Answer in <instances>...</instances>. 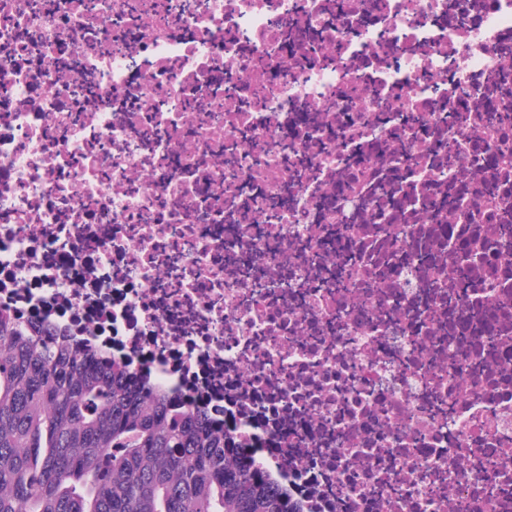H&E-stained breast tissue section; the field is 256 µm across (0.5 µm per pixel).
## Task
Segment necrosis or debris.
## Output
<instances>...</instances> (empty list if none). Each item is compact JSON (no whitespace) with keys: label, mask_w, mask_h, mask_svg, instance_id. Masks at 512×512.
<instances>
[{"label":"necrosis or debris","mask_w":512,"mask_h":512,"mask_svg":"<svg viewBox=\"0 0 512 512\" xmlns=\"http://www.w3.org/2000/svg\"><path fill=\"white\" fill-rule=\"evenodd\" d=\"M68 3L0 0V310L303 512H512V0Z\"/></svg>","instance_id":"necrosis-or-debris-1"}]
</instances>
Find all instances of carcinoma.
<instances>
[{
    "mask_svg": "<svg viewBox=\"0 0 512 512\" xmlns=\"http://www.w3.org/2000/svg\"><path fill=\"white\" fill-rule=\"evenodd\" d=\"M0 512H298L201 402L0 312Z\"/></svg>",
    "mask_w": 512,
    "mask_h": 512,
    "instance_id": "carcinoma-1",
    "label": "carcinoma"
}]
</instances>
